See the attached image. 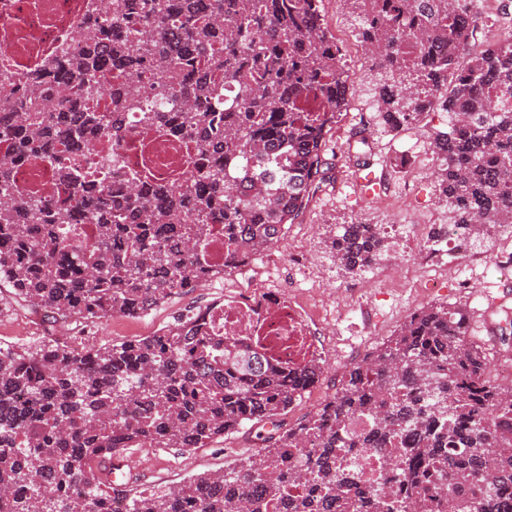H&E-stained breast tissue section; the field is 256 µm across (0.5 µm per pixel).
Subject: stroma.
I'll list each match as a JSON object with an SVG mask.
<instances>
[{
  "label": "stroma",
  "instance_id": "obj_1",
  "mask_svg": "<svg viewBox=\"0 0 512 512\" xmlns=\"http://www.w3.org/2000/svg\"><path fill=\"white\" fill-rule=\"evenodd\" d=\"M370 66V61L363 58L347 70L353 92L336 127L327 136L329 149L337 152L338 157L326 182V192L311 196L295 224L289 225L278 242L254 255L245 267L175 292L147 315H115L97 324L83 325L47 319L19 299L9 283L2 282L0 344L75 346L82 340L100 345L141 339L167 329L181 314L221 301L225 290L256 277L265 284L309 299L319 329L329 338L320 358L323 374L319 382L282 417L288 428L309 418L316 405L333 396L354 363L386 343L410 314L428 305L447 302L472 308L476 328L487 339L489 361L512 358V338L502 339L497 327L499 307H512V273L504 275L477 266L472 270L469 287L452 285L422 294L412 277L395 281L390 288H381L382 265L351 272L337 262L331 250L340 225L390 224L394 230L388 236L387 261L411 265L413 254L405 247L407 229L397 210L380 206L377 196L381 193L396 200L410 194L413 205L423 211L426 228L448 221L447 208L438 199L432 177V158H423L407 168L401 165L404 150L415 144L426 145L425 133L436 129V122L425 117L395 135L377 132V113L369 94ZM366 126L374 128L375 133L369 140L370 165L360 170L354 160L342 158L341 153ZM367 293L375 305L374 315L359 308L339 315L338 298ZM255 452L253 436L242 431L225 434L206 447L189 451L147 445L127 448L120 454L126 475L121 493L130 498L156 486L181 485L197 475L242 464Z\"/></svg>",
  "mask_w": 512,
  "mask_h": 512
}]
</instances>
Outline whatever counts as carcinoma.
Wrapping results in <instances>:
<instances>
[{"mask_svg":"<svg viewBox=\"0 0 512 512\" xmlns=\"http://www.w3.org/2000/svg\"><path fill=\"white\" fill-rule=\"evenodd\" d=\"M378 79L373 101L387 131L425 112L448 114L430 135L433 176L459 250L512 234V44L474 49L468 0H344ZM148 27V38L113 40L112 19ZM177 19L180 37L166 32ZM219 49L222 88L199 73L174 79L195 55ZM151 70L197 109L144 108L134 89L112 94V111L81 98L61 108L50 80L61 72L92 96L108 69ZM350 84L319 0H110L66 59H48L0 112L11 159L48 160L55 197L13 194L0 161V280L37 311L87 322L144 314L175 291L244 265L277 242L331 171L326 134L348 104ZM195 146L194 173L176 185L133 182L120 192L81 185L66 152L103 135L124 136L126 110ZM148 170L170 162L167 146L144 150ZM87 230L72 229L74 212ZM224 236V257L203 250ZM350 271L388 251L379 224H343L332 242ZM482 338L469 314L448 304L410 315L393 338L352 366L330 401L282 429L284 415L322 373L310 359L291 382L260 338L212 334L198 312L135 343L0 347V512H512V397L487 377ZM358 417L362 433L349 432ZM261 447L231 471L131 500L107 490L102 465L125 448H203L247 425ZM410 446L376 490L358 454Z\"/></svg>","mask_w":512,"mask_h":512,"instance_id":"obj_1","label":"carcinoma"}]
</instances>
